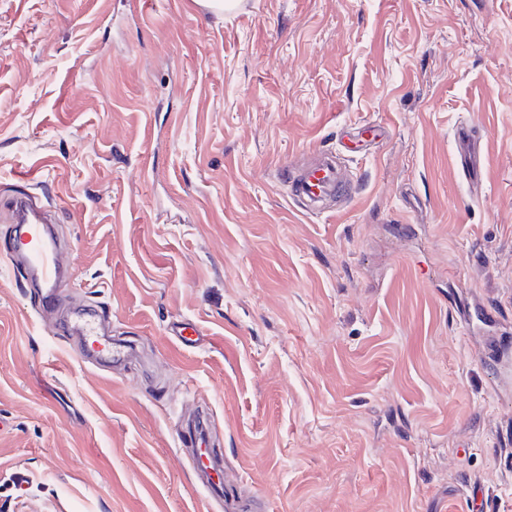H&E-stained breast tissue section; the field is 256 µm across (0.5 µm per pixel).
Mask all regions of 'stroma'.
<instances>
[{"label": "stroma", "mask_w": 512, "mask_h": 512, "mask_svg": "<svg viewBox=\"0 0 512 512\" xmlns=\"http://www.w3.org/2000/svg\"><path fill=\"white\" fill-rule=\"evenodd\" d=\"M363 123L349 201L302 211L282 168ZM24 173L72 273L45 305L3 255ZM80 314L124 355L85 362ZM503 354L512 0H0V512H512ZM458 154L462 166L467 167L469 173H477V163L482 152V147L469 126H461L456 130ZM179 447L192 448V463L196 472H201L206 483L213 488H224V471L217 465L207 437L191 426L178 429Z\"/></svg>", "instance_id": "35a3bbf8"}]
</instances>
